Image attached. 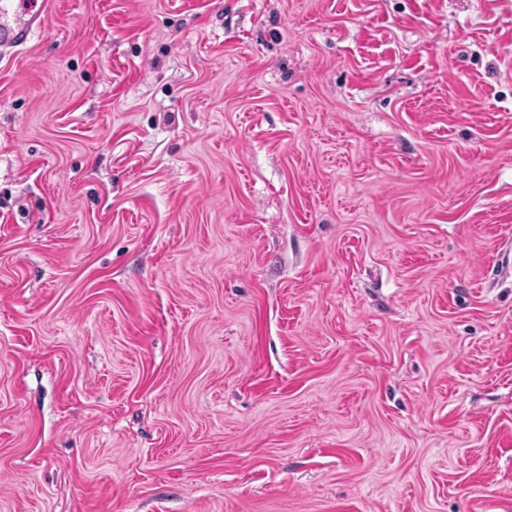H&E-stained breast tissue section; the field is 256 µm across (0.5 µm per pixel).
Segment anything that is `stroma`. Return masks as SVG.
Instances as JSON below:
<instances>
[{
    "label": "stroma",
    "instance_id": "1",
    "mask_svg": "<svg viewBox=\"0 0 512 512\" xmlns=\"http://www.w3.org/2000/svg\"><path fill=\"white\" fill-rule=\"evenodd\" d=\"M0 512H512V0H52Z\"/></svg>",
    "mask_w": 512,
    "mask_h": 512
}]
</instances>
